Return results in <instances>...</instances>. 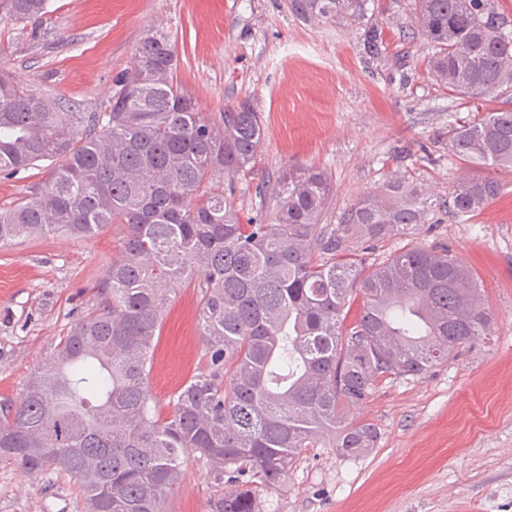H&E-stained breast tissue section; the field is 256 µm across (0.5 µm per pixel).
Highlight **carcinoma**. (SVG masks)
I'll use <instances>...</instances> for the list:
<instances>
[{
    "instance_id": "cac0c4a2",
    "label": "carcinoma",
    "mask_w": 512,
    "mask_h": 512,
    "mask_svg": "<svg viewBox=\"0 0 512 512\" xmlns=\"http://www.w3.org/2000/svg\"><path fill=\"white\" fill-rule=\"evenodd\" d=\"M367 0H292L315 19L359 24ZM48 0H0V14L41 35ZM431 46L428 74L467 98L512 93V28L495 0H414ZM168 34L150 30L104 113L81 127L0 77V174L53 160L20 202L0 207V246L57 232L91 236L126 225L96 308L78 317L52 361L0 410V457L63 472L85 512H163L184 458L197 454L233 488L213 512H259L307 448L359 454L370 423L344 408L391 377L420 376L489 334L492 315L472 271L448 251L413 246L368 265L354 239L404 234L431 203L395 179L361 196L332 228L321 223L326 175L295 168L278 181L274 218L243 219L227 200L252 173L264 139L250 104L222 127L173 83ZM462 160L512 172V110L448 129ZM500 193L492 177H463L453 210L475 215ZM199 280L209 366L156 415L148 363L168 297ZM362 306L348 320L355 297Z\"/></svg>"
}]
</instances>
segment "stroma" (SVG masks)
Segmentation results:
<instances>
[{"label": "stroma", "mask_w": 512, "mask_h": 512, "mask_svg": "<svg viewBox=\"0 0 512 512\" xmlns=\"http://www.w3.org/2000/svg\"><path fill=\"white\" fill-rule=\"evenodd\" d=\"M292 0H49L40 37L0 19V73L61 112L103 115L142 37L165 30L174 83L203 116L249 103L265 139L254 171L230 201L244 216H271L258 193L296 167L332 185L323 223H339L363 193L402 177L432 202L414 232L366 246L368 261L413 245L444 247L473 271L494 322L491 334L429 373L380 383L350 419L373 423L375 448L343 456L309 448L279 490L259 491L261 512H512V172L481 213L448 207L475 166L448 146V129L512 99L448 94L426 71L430 48L413 0H370L364 22L315 20ZM125 227L65 233L0 248V405L54 356L61 336L92 309ZM197 282L172 292L154 339L149 385L160 414L207 368ZM228 485L188 456L164 512H211ZM67 475L29 472L0 460V512H83Z\"/></svg>", "instance_id": "35a3bbf8"}]
</instances>
